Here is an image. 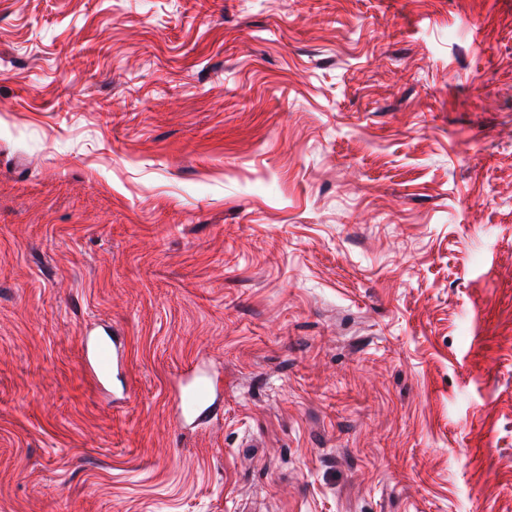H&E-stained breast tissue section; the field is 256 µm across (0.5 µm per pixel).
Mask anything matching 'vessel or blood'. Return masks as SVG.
I'll list each match as a JSON object with an SVG mask.
<instances>
[{"label": "vessel or blood", "mask_w": 512, "mask_h": 512, "mask_svg": "<svg viewBox=\"0 0 512 512\" xmlns=\"http://www.w3.org/2000/svg\"><path fill=\"white\" fill-rule=\"evenodd\" d=\"M82 350L84 367L95 385L127 395L126 364L120 337L109 326H101L97 335L84 337ZM175 400L178 424L208 423L220 408L218 381L194 367L184 370L179 376Z\"/></svg>", "instance_id": "b4317fda"}]
</instances>
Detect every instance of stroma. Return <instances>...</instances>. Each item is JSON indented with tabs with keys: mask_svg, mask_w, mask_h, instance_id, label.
Returning a JSON list of instances; mask_svg holds the SVG:
<instances>
[{
	"mask_svg": "<svg viewBox=\"0 0 512 512\" xmlns=\"http://www.w3.org/2000/svg\"><path fill=\"white\" fill-rule=\"evenodd\" d=\"M0 512H512V0H0ZM82 350L84 367L95 385L106 390L112 383V402L125 399L126 364L120 336L102 325L97 335L83 338ZM178 379L174 393L178 424L202 425L211 421L220 408L218 380L196 367L184 370Z\"/></svg>",
	"mask_w": 512,
	"mask_h": 512,
	"instance_id": "35a3bbf8",
	"label": "stroma"
}]
</instances>
